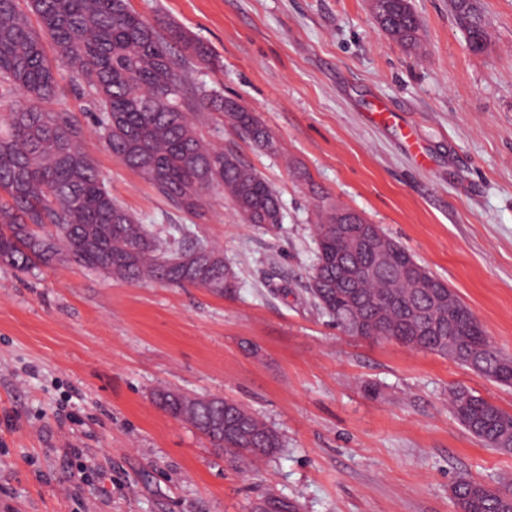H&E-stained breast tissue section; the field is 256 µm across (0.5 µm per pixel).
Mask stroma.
Here are the masks:
<instances>
[{"mask_svg":"<svg viewBox=\"0 0 512 512\" xmlns=\"http://www.w3.org/2000/svg\"><path fill=\"white\" fill-rule=\"evenodd\" d=\"M410 53L372 0H128L202 40L189 83L236 99L281 147H253L209 114L204 139L235 150L277 192L283 222L242 223L223 190L202 215L174 208L105 143L86 87L60 69L41 111L79 132L106 189L185 245L218 244L234 296L127 282L74 262L0 267V512H248L276 493L302 512H455L459 479L493 484L512 453L448 409L466 386L512 411V387L390 340L342 333L308 291L318 206L361 213L445 281L512 355V0H478L484 53L450 0H410ZM386 104L419 152L368 115ZM377 389L376 396L365 386ZM165 386L226 397L283 439L247 475L153 401Z\"/></svg>","mask_w":512,"mask_h":512,"instance_id":"35a3bbf8","label":"stroma"}]
</instances>
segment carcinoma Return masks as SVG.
I'll return each mask as SVG.
<instances>
[{"mask_svg":"<svg viewBox=\"0 0 512 512\" xmlns=\"http://www.w3.org/2000/svg\"><path fill=\"white\" fill-rule=\"evenodd\" d=\"M468 48L478 54L487 44L477 0H452ZM379 27L408 50L419 46L421 23L408 0H373ZM36 16L34 29L30 16ZM55 47L54 58L43 40ZM214 68L207 46L168 25H157L131 11L128 0H0V267L24 271L37 265L74 261L92 269L107 266L129 282L159 281L206 288L224 296L236 292L237 276L224 259L198 268L172 266L167 259L189 248L163 246L151 225L143 224L106 190L98 169L80 148L63 117L39 110L54 93L58 69L66 68L90 90L96 124L112 154L141 176L174 207L197 213L206 192L224 189L246 224L278 226L283 221L276 191L235 151L198 133L199 117L220 112L229 128L269 153L279 151L270 130L234 100L203 89L189 90L178 72L171 44ZM364 217L340 206H321L312 225L317 260L309 292L317 309L347 335L360 322L369 339L387 338L405 346L447 356L473 374L511 386L502 375L507 356L490 342L482 325L459 299L435 296L397 273L418 261L394 244L392 262L357 280L342 277L336 261L365 266L370 247L348 251L347 228ZM155 403L189 423L215 448L224 450L240 471L281 448L278 432L243 406L182 408L168 392H154ZM454 418L489 447L512 452V412L456 387L448 396ZM224 421L213 428L209 422ZM452 499L462 512H512V480L496 485L456 482ZM267 512H297V502L266 495Z\"/></svg>","mask_w":512,"mask_h":512,"instance_id":"obj_1","label":"carcinoma"}]
</instances>
